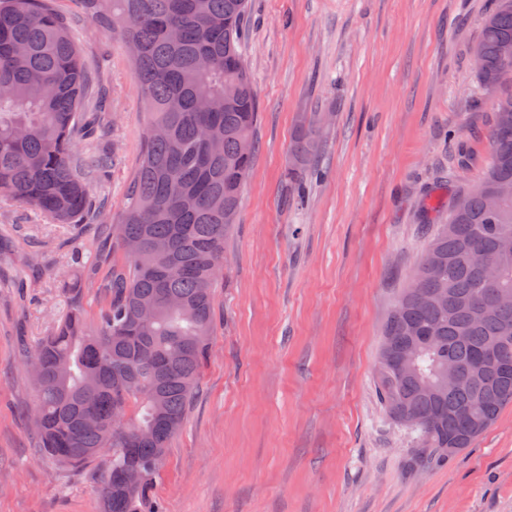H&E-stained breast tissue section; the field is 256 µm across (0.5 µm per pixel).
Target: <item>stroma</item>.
Instances as JSON below:
<instances>
[{"label": "stroma", "instance_id": "1", "mask_svg": "<svg viewBox=\"0 0 512 512\" xmlns=\"http://www.w3.org/2000/svg\"><path fill=\"white\" fill-rule=\"evenodd\" d=\"M104 96L92 192L127 201L146 114L127 49L56 0ZM493 0H251L245 60L259 142L214 288L210 356L156 479L165 512H512V405L446 465L382 411L381 331L455 193L481 181L495 92L473 48ZM330 116L323 178L286 176L297 121ZM469 164L458 165L459 150ZM94 224L0 201V512H101L97 458L62 468L30 409L29 352L96 273Z\"/></svg>", "mask_w": 512, "mask_h": 512}]
</instances>
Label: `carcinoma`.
Listing matches in <instances>:
<instances>
[{
	"instance_id": "obj_1",
	"label": "carcinoma",
	"mask_w": 512,
	"mask_h": 512,
	"mask_svg": "<svg viewBox=\"0 0 512 512\" xmlns=\"http://www.w3.org/2000/svg\"><path fill=\"white\" fill-rule=\"evenodd\" d=\"M84 13L134 43L146 132L127 204L110 225L122 261L102 253L103 277L60 288L100 298L94 326L76 302L33 351L44 377L35 427L44 452L78 467L107 457L102 512H163L155 482L182 428L209 351L214 288L258 142L257 102L244 67L249 0H80ZM478 83L506 86L512 0H496L474 47ZM91 83L71 24L54 0H0V199L57 224L99 216L90 186L111 163L89 140ZM490 154L475 188L453 199L410 284L383 324L375 386L395 423L411 430L413 460L446 464L512 404V92L494 103ZM249 139L245 153L240 142ZM321 113L299 120L290 176L317 173ZM141 242L129 254L128 240ZM143 302L155 319L138 321ZM413 359H403L405 351ZM453 363L459 382L442 385ZM92 416L97 426L87 428ZM453 452H448V449ZM138 463L144 478L125 485Z\"/></svg>"
}]
</instances>
